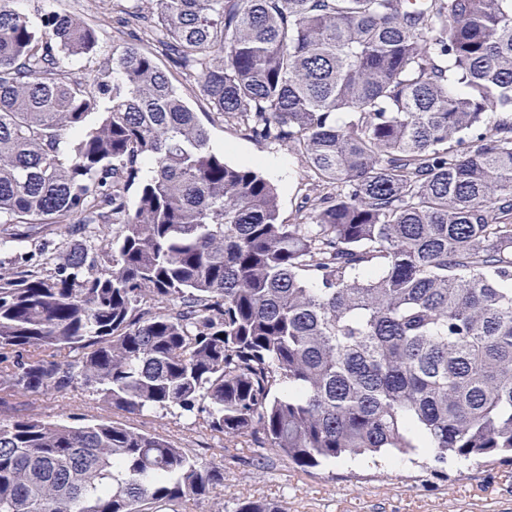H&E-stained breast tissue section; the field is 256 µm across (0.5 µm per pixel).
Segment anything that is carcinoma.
Segmentation results:
<instances>
[{
    "instance_id": "obj_1",
    "label": "carcinoma",
    "mask_w": 512,
    "mask_h": 512,
    "mask_svg": "<svg viewBox=\"0 0 512 512\" xmlns=\"http://www.w3.org/2000/svg\"><path fill=\"white\" fill-rule=\"evenodd\" d=\"M8 3L0 245L47 224L83 244L0 269V404L80 385L302 469L512 453V0H136L157 47L88 79L68 61L96 25ZM174 70L302 156L298 223L213 150ZM222 483L110 421L0 422V512H183Z\"/></svg>"
}]
</instances>
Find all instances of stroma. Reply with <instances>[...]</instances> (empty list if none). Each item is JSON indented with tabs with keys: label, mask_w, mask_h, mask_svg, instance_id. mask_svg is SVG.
I'll use <instances>...</instances> for the list:
<instances>
[{
	"label": "stroma",
	"mask_w": 512,
	"mask_h": 512,
	"mask_svg": "<svg viewBox=\"0 0 512 512\" xmlns=\"http://www.w3.org/2000/svg\"><path fill=\"white\" fill-rule=\"evenodd\" d=\"M12 7L34 21L64 11L99 25L96 54L72 63L81 76L111 66L113 50L127 41L121 20L130 0H13ZM206 126L213 149L227 163L255 165L277 185L280 218L294 223L313 183L303 158L278 143L246 136L219 118L207 120ZM18 409L55 421L119 422L159 435L223 469V485L192 501L189 512H234L243 499L270 502L282 512H512V462L503 460L456 458L439 465L429 458L386 454L303 470L258 448L250 437L213 439L192 418L160 410L132 415L80 388L7 398L0 404V422Z\"/></svg>",
	"instance_id": "35a3bbf8"
}]
</instances>
